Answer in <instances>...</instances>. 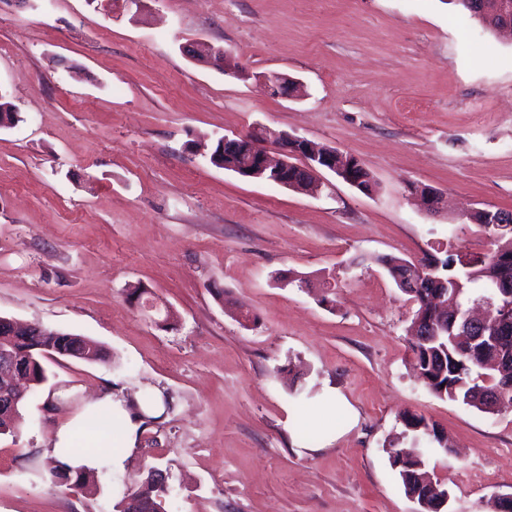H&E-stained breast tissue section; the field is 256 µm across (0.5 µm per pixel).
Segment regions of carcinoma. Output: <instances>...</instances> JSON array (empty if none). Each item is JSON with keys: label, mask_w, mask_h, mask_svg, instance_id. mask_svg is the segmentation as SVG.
Listing matches in <instances>:
<instances>
[{"label": "carcinoma", "mask_w": 512, "mask_h": 512, "mask_svg": "<svg viewBox=\"0 0 512 512\" xmlns=\"http://www.w3.org/2000/svg\"><path fill=\"white\" fill-rule=\"evenodd\" d=\"M447 4L460 7L470 17L481 22L485 28L495 31L512 23V0L500 3L499 13L488 9L487 0H443ZM247 155L238 149H225L216 152L211 163L227 170L243 163ZM479 229L493 239L496 249L481 256L479 262L463 268V259L469 253L459 251L439 258L428 255L421 260L426 267L433 268L429 273L428 288L419 295L411 296L418 309L429 307L432 295H442L448 301V312H465L464 303L483 298L504 299L507 288H512V232L498 231L484 222L483 210L469 216ZM9 348L14 352L17 370L27 378V396L37 395L48 377L43 365L44 354L53 353L70 359L95 362L105 358L104 351L95 342L61 330H52L37 325L14 327L10 323L0 325V350ZM414 369L423 372L424 383L437 397L460 401L485 413L493 410L485 407L484 391L501 387V399L496 411L512 409V386L502 385L501 372L512 378V342L501 349L486 354L476 362L466 352L464 344L439 340L427 344L420 343L412 348ZM24 407L0 415V435H13L23 418ZM391 457L406 459L399 467V477L406 495L415 497L423 507V512H435L437 490L426 480L425 462L421 457H413L410 448H392ZM46 462L53 464V470L63 479L67 488L80 490L90 486L87 469H72L68 463L56 456H49ZM170 493L168 474L160 468L152 467L147 474L127 487L114 506V512H131L120 509L125 502L136 503V512H159L166 509Z\"/></svg>", "instance_id": "1"}]
</instances>
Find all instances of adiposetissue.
Wrapping results in <instances>:
<instances>
[{
	"mask_svg": "<svg viewBox=\"0 0 512 512\" xmlns=\"http://www.w3.org/2000/svg\"><path fill=\"white\" fill-rule=\"evenodd\" d=\"M93 411L102 413L107 420L108 437L113 450L109 462L113 468H124L126 460L132 454L139 434L140 423L133 418L126 399L112 390H104L91 405ZM87 420L86 414L74 417L70 424L60 427L51 442L52 452L63 459L72 468H92L99 461L94 452H73L74 431L82 427Z\"/></svg>",
	"mask_w": 512,
	"mask_h": 512,
	"instance_id": "adipose-tissue-1",
	"label": "adipose tissue"
}]
</instances>
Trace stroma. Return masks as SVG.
I'll return each instance as SVG.
<instances>
[{
  "mask_svg": "<svg viewBox=\"0 0 512 512\" xmlns=\"http://www.w3.org/2000/svg\"><path fill=\"white\" fill-rule=\"evenodd\" d=\"M199 42L230 49L242 77L189 58ZM271 72L304 95H272ZM0 96L21 117L0 128V316L106 353L46 361L0 436V512H113V489L152 467L168 512H415L386 446L405 412L448 437L404 444L450 512L512 494V410L418 380L416 306L382 263L490 251L465 214L512 210V36L444 0H0ZM260 126L355 156L376 190L324 171L303 194L210 162L219 138ZM418 186L446 209L423 210ZM108 387L170 407L123 469L99 448L98 493L52 484L54 432ZM328 387L356 417H333L332 440L303 421Z\"/></svg>",
  "mask_w": 512,
  "mask_h": 512,
  "instance_id": "obj_1",
  "label": "stroma"
}]
</instances>
